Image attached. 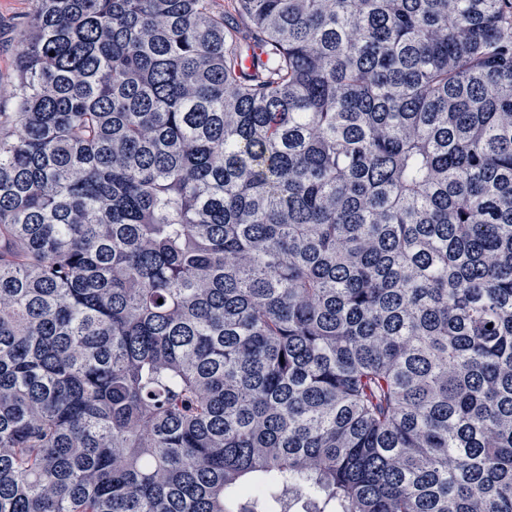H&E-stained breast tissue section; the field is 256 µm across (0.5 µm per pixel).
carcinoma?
I'll use <instances>...</instances> for the list:
<instances>
[{
    "mask_svg": "<svg viewBox=\"0 0 512 512\" xmlns=\"http://www.w3.org/2000/svg\"><path fill=\"white\" fill-rule=\"evenodd\" d=\"M34 2L0 512H512V0Z\"/></svg>",
    "mask_w": 512,
    "mask_h": 512,
    "instance_id": "1",
    "label": "carcinoma"
}]
</instances>
